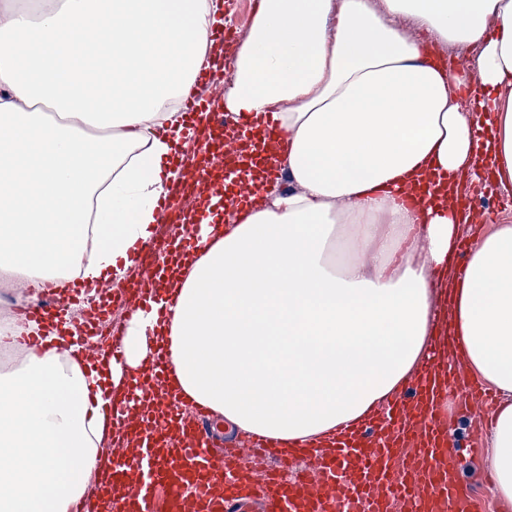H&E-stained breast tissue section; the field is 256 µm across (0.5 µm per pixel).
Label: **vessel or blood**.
<instances>
[{"label":"vessel or blood","instance_id":"vessel-or-blood-1","mask_svg":"<svg viewBox=\"0 0 512 512\" xmlns=\"http://www.w3.org/2000/svg\"><path fill=\"white\" fill-rule=\"evenodd\" d=\"M227 64L224 58L213 61L196 75L185 112L188 135L202 150L193 181L203 185V196L242 214L247 204L240 195H228L224 174L258 169L271 153L276 131L264 125V138H256L201 97L200 88L217 82ZM200 198L181 185L160 202L162 221L174 225V232L143 244L135 288H111L76 324L78 334L97 335L113 304L125 305L133 317L154 299L166 273L163 255L194 245ZM82 293L79 286H57L48 289L47 301L28 306L24 317L38 326L29 344L41 345L50 331L63 329L69 307ZM447 345V337L432 340L431 361L389 401V418L372 415L355 422L331 434L327 449L265 439L241 440L221 452L212 448L208 416L181 414V401L168 386L170 356L159 349L125 377L123 392L112 395L105 410L114 444L99 488L109 512H482L479 498L459 477L467 448L448 424L443 399L448 383H455L461 392L457 409L467 414L491 405L493 395L468 382L461 365L441 359ZM274 456L294 467L305 460L309 468L284 476L269 468Z\"/></svg>","mask_w":512,"mask_h":512}]
</instances>
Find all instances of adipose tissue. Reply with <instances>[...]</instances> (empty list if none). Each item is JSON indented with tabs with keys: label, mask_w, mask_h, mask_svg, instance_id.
I'll list each match as a JSON object with an SVG mask.
<instances>
[{
	"label": "adipose tissue",
	"mask_w": 512,
	"mask_h": 512,
	"mask_svg": "<svg viewBox=\"0 0 512 512\" xmlns=\"http://www.w3.org/2000/svg\"><path fill=\"white\" fill-rule=\"evenodd\" d=\"M215 0H0V281L89 283L137 265L179 175L172 101L213 44ZM480 46L476 70L444 72L396 21ZM490 113L477 146L458 99ZM272 114L285 189L251 183L248 212L205 218L164 283L172 311L130 321L124 360L80 365L22 347L0 375V512H70L99 472L106 384L167 346L172 385L236 429L322 446L383 414L429 341L498 395L487 458L512 506V224H493L434 304L459 237L455 199L418 210L428 175L486 164L512 186V0H259L224 98ZM98 226L87 253L83 226Z\"/></svg>",
	"instance_id": "adipose-tissue-1"
}]
</instances>
